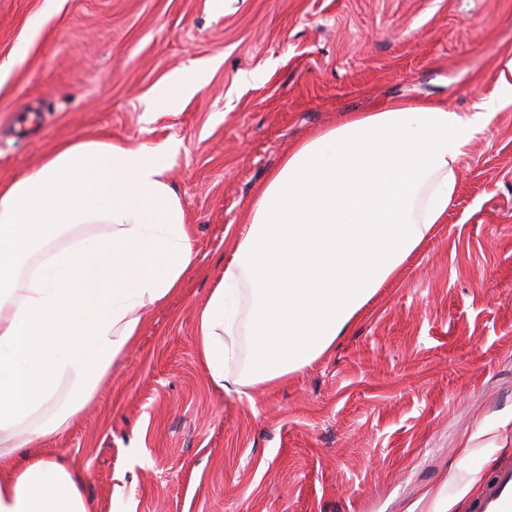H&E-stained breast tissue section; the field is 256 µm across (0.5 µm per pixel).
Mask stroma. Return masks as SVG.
<instances>
[{
    "label": "stroma",
    "mask_w": 512,
    "mask_h": 512,
    "mask_svg": "<svg viewBox=\"0 0 512 512\" xmlns=\"http://www.w3.org/2000/svg\"><path fill=\"white\" fill-rule=\"evenodd\" d=\"M510 59L512 0H0V185L69 141L164 144L191 227L180 287L44 442L89 512H471L512 455ZM393 100L495 104L448 211L323 355L218 387L197 313L234 228L295 144ZM205 82L201 73L181 74L163 85L153 101V107L174 108L189 94L201 90Z\"/></svg>",
    "instance_id": "stroma-1"
}]
</instances>
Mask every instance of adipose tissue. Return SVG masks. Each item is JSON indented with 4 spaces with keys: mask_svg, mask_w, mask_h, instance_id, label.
<instances>
[{
    "mask_svg": "<svg viewBox=\"0 0 512 512\" xmlns=\"http://www.w3.org/2000/svg\"><path fill=\"white\" fill-rule=\"evenodd\" d=\"M489 116L486 105L464 116L395 101L294 147L198 315L212 381L228 384L242 281L251 356L240 387L277 382L324 354L431 236ZM171 154L73 141L0 187V512H88L71 468L41 449L62 419L25 423L63 382L66 414L79 411L134 338L137 310L178 288L193 254ZM85 224L105 230L87 234ZM17 446L26 457L8 460Z\"/></svg>",
    "mask_w": 512,
    "mask_h": 512,
    "instance_id": "obj_1",
    "label": "adipose tissue"
}]
</instances>
